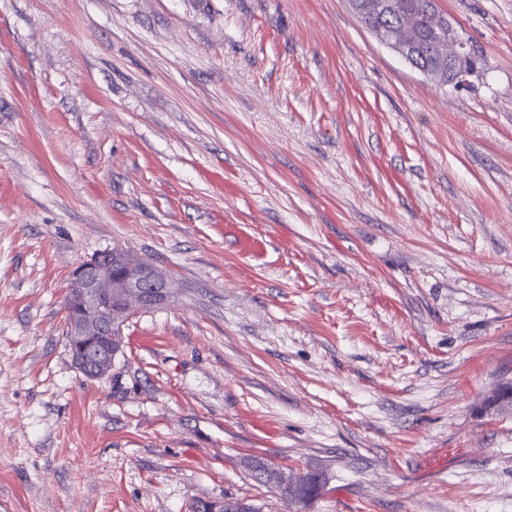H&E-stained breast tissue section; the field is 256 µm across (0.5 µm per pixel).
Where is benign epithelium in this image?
Listing matches in <instances>:
<instances>
[{
	"mask_svg": "<svg viewBox=\"0 0 512 512\" xmlns=\"http://www.w3.org/2000/svg\"><path fill=\"white\" fill-rule=\"evenodd\" d=\"M440 35L435 46L437 67L423 74L442 81L443 73L452 74L457 86L469 84L479 67H457V60L469 54L478 56L474 47L464 40L453 23L437 18ZM370 31L403 58L417 43L415 36H398L384 23H366ZM174 291L170 277L151 263L135 258L126 250H110L91 256L72 274L67 311L73 360L86 374L101 375L115 361V332L122 317L147 307L171 303Z\"/></svg>",
	"mask_w": 512,
	"mask_h": 512,
	"instance_id": "obj_1",
	"label": "benign epithelium"
}]
</instances>
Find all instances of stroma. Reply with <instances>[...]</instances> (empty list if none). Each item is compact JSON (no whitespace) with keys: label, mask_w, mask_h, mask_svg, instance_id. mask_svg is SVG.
I'll list each match as a JSON object with an SVG mask.
<instances>
[{"label":"stroma","mask_w":512,"mask_h":512,"mask_svg":"<svg viewBox=\"0 0 512 512\" xmlns=\"http://www.w3.org/2000/svg\"><path fill=\"white\" fill-rule=\"evenodd\" d=\"M437 2L469 86L348 0H0V512H512V0ZM113 248L174 299L89 379ZM437 21L440 28L439 40L435 46L434 59L436 60L437 67L434 70H422L415 65L421 73L427 77L441 82L443 79L442 72L452 74V81L457 86H464L469 84V78L479 73V67H455L454 64L464 54H469L473 57H478L479 53L475 51L474 47L464 40L458 33L453 23L448 19L437 16ZM113 267L122 270L119 277L113 276ZM70 292L72 356L90 375H101L114 364L118 351L112 343L121 316L168 305L174 298L172 281L164 271L122 249L95 254L80 264L72 274ZM118 342L121 353L123 336ZM278 465L269 463L262 458L255 457V467L251 470H248L251 473V476L256 479L259 483L263 484L264 486H267L271 489H273L279 497L284 500L285 502H288L289 504H301L305 506L307 503L315 499L322 491L324 484H325V475L322 471L321 476L323 477L322 484L319 485L315 481V477L312 478V483L310 487V494L301 497L296 494V491L292 487H281L277 483V477H276V469L275 467ZM277 468V467H276ZM254 470H261L263 474H266L265 479L261 478V475L254 476L253 471Z\"/></svg>","instance_id":"obj_1"}]
</instances>
